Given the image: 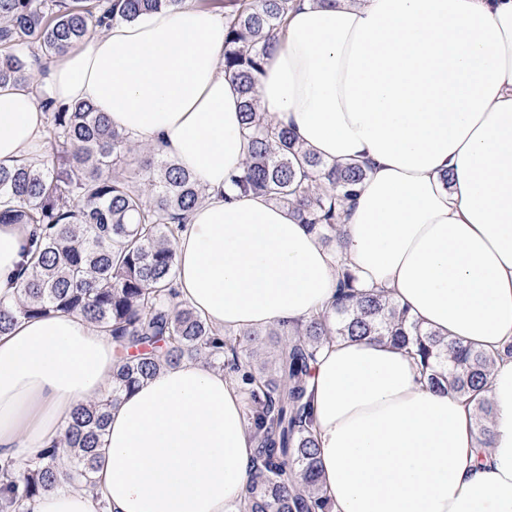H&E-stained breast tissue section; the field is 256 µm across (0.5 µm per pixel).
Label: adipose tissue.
<instances>
[{
    "label": "adipose tissue",
    "instance_id": "1",
    "mask_svg": "<svg viewBox=\"0 0 512 512\" xmlns=\"http://www.w3.org/2000/svg\"><path fill=\"white\" fill-rule=\"evenodd\" d=\"M0 87V165L40 157L44 97L93 102L193 173L207 192L176 248V288L219 331L294 328L325 311L342 269L431 331L512 344V0H298L256 87L262 112L327 162L359 164L327 248L289 207L230 185L248 141L224 72V19L197 8L113 22ZM0 224V298L29 237ZM112 341L78 315L0 336V454L26 463L107 394ZM320 483L333 512H512V358L471 406L431 390L404 352L322 345L308 383ZM255 452L240 382L187 357L109 412L93 488L43 492L31 512H243Z\"/></svg>",
    "mask_w": 512,
    "mask_h": 512
}]
</instances>
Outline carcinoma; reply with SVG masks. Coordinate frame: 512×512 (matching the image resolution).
Instances as JSON below:
<instances>
[{
    "label": "carcinoma",
    "mask_w": 512,
    "mask_h": 512,
    "mask_svg": "<svg viewBox=\"0 0 512 512\" xmlns=\"http://www.w3.org/2000/svg\"><path fill=\"white\" fill-rule=\"evenodd\" d=\"M183 0H0V86L27 85L34 65L66 54L93 29L133 21ZM293 0H229L224 11V72L238 84L249 150L231 176L242 194L288 205L324 242L336 239L341 207L363 180L359 165L329 164L258 111L254 92ZM29 55L18 54L21 47ZM53 133L51 163L0 165V224H28V260L12 301L0 299V335L21 318L76 314L112 339L118 358L112 387L79 406L60 441L41 449L19 485L0 495V512L63 482L91 484L110 408L125 391L176 365L206 356L247 386L245 417L257 448L249 468L247 512H331L320 486L317 439L307 380L319 348L333 338L386 341L405 350L428 387L471 405L481 444L490 441L488 379L502 355L440 336L383 293L362 291L344 269L332 313H321L279 337L274 373L242 360L249 331L217 336L199 313L178 301L176 241L187 213L204 198L192 174L151 149L138 158L145 179L118 171L137 140L89 102H46Z\"/></svg>",
    "instance_id": "obj_1"
}]
</instances>
